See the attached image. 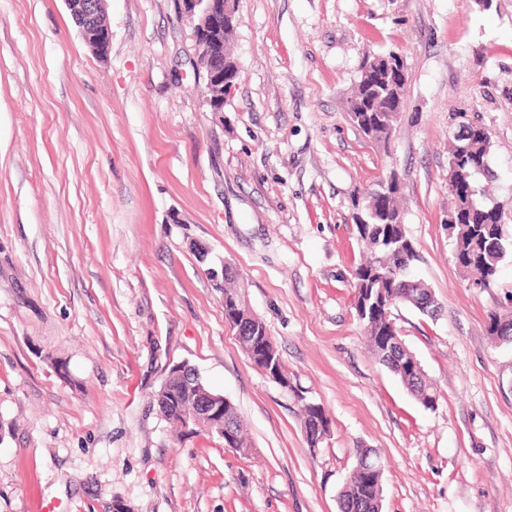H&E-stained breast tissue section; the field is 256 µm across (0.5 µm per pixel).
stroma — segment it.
Here are the masks:
<instances>
[{"mask_svg": "<svg viewBox=\"0 0 512 512\" xmlns=\"http://www.w3.org/2000/svg\"><path fill=\"white\" fill-rule=\"evenodd\" d=\"M238 74L212 111L178 0H106L107 55L64 0H0V512H339L360 447L383 512H512V256L478 291L453 259L448 147L490 140V203L512 232V0H238ZM398 52L388 143L348 100ZM396 178L436 319L401 305L434 382L425 408L372 355L352 271L353 199ZM238 272L288 371L258 370L224 319ZM194 367L245 450L167 423L153 395ZM329 436L310 447L298 394Z\"/></svg>", "mask_w": 512, "mask_h": 512, "instance_id": "stroma-1", "label": "stroma"}]
</instances>
